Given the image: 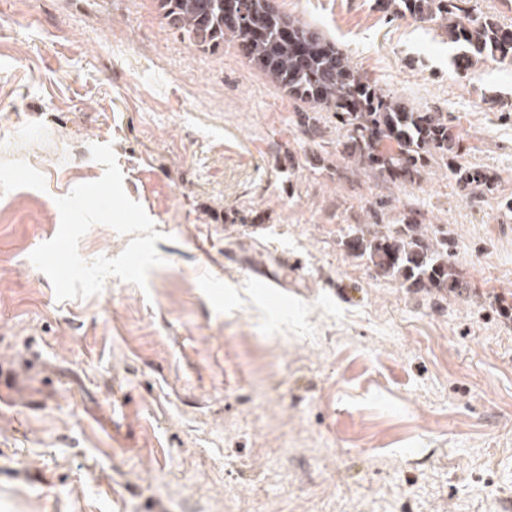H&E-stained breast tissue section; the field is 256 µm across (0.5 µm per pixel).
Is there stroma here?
Wrapping results in <instances>:
<instances>
[{"label": "stroma", "mask_w": 512, "mask_h": 512, "mask_svg": "<svg viewBox=\"0 0 512 512\" xmlns=\"http://www.w3.org/2000/svg\"><path fill=\"white\" fill-rule=\"evenodd\" d=\"M370 80L446 113L495 178L462 196L350 176L323 114L232 45L201 51L152 0H0V512H512V60L460 75L439 24L376 0H281ZM111 145L164 235L147 289L57 300L30 253ZM414 210L447 225L463 295L413 293L349 230ZM129 242L94 225L85 260ZM288 252L271 304L225 252Z\"/></svg>", "instance_id": "35a3bbf8"}]
</instances>
